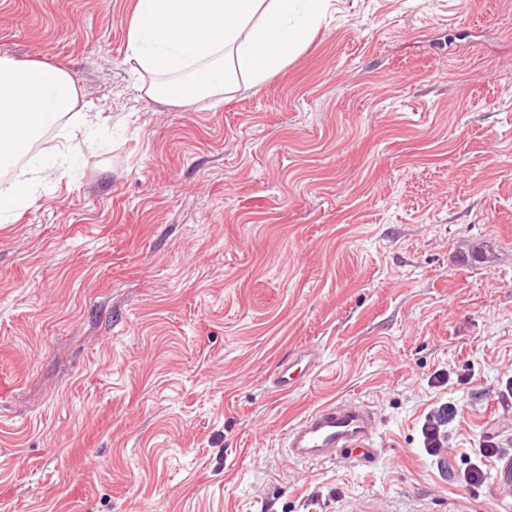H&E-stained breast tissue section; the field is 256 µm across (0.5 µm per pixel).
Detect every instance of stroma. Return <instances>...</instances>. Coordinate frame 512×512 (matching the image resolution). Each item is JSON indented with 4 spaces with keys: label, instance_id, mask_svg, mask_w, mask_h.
I'll return each mask as SVG.
<instances>
[{
    "label": "stroma",
    "instance_id": "1",
    "mask_svg": "<svg viewBox=\"0 0 512 512\" xmlns=\"http://www.w3.org/2000/svg\"><path fill=\"white\" fill-rule=\"evenodd\" d=\"M136 2L0 0V55L65 67L98 118L0 223V512H512V0H330L206 111L135 91ZM345 400L373 464L291 461ZM319 354L312 348H303L281 363L270 378L272 389L288 393L298 387L301 380L309 376L318 366ZM454 412V408L440 406L438 410L426 417L422 427L423 448L431 455L439 457L445 447V427L448 424V415Z\"/></svg>",
    "mask_w": 512,
    "mask_h": 512
}]
</instances>
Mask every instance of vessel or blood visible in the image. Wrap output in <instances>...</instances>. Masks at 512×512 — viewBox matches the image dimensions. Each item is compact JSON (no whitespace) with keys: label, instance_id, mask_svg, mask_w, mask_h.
Returning a JSON list of instances; mask_svg holds the SVG:
<instances>
[{"label":"vessel or blood","instance_id":"1","mask_svg":"<svg viewBox=\"0 0 512 512\" xmlns=\"http://www.w3.org/2000/svg\"><path fill=\"white\" fill-rule=\"evenodd\" d=\"M319 362L318 353L303 348L281 363L270 378L272 389L287 393L298 387ZM376 420L367 407L354 401L328 402L305 415L286 432L285 446L291 460L333 461L343 451L357 448L362 458L374 453Z\"/></svg>","mask_w":512,"mask_h":512}]
</instances>
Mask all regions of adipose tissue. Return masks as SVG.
Segmentation results:
<instances>
[{
    "instance_id": "1",
    "label": "adipose tissue",
    "mask_w": 512,
    "mask_h": 512,
    "mask_svg": "<svg viewBox=\"0 0 512 512\" xmlns=\"http://www.w3.org/2000/svg\"><path fill=\"white\" fill-rule=\"evenodd\" d=\"M328 0H137L125 63L139 93L180 110H202L263 83L313 35ZM62 66L0 56V220L31 200L33 176L68 172L66 153L39 149L47 130L67 120L71 140L91 124Z\"/></svg>"
}]
</instances>
